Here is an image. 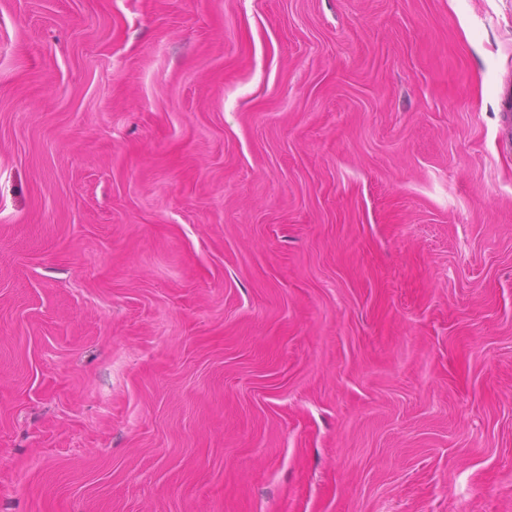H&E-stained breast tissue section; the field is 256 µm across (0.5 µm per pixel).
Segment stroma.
I'll list each match as a JSON object with an SVG mask.
<instances>
[{
    "instance_id": "obj_1",
    "label": "stroma",
    "mask_w": 512,
    "mask_h": 512,
    "mask_svg": "<svg viewBox=\"0 0 512 512\" xmlns=\"http://www.w3.org/2000/svg\"><path fill=\"white\" fill-rule=\"evenodd\" d=\"M512 0H0V512H512Z\"/></svg>"
}]
</instances>
